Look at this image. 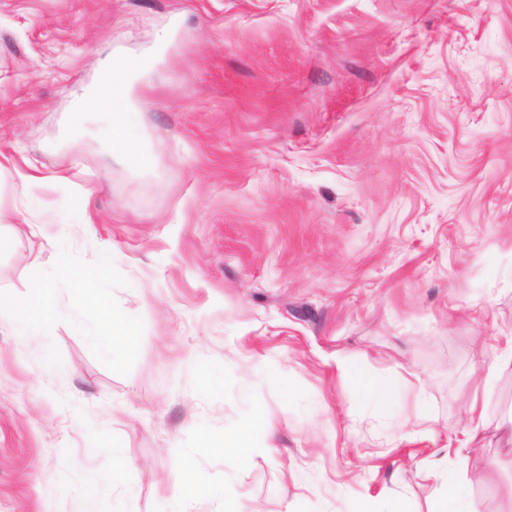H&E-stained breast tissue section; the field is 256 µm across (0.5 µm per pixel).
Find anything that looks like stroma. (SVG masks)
I'll return each instance as SVG.
<instances>
[{
  "label": "stroma",
  "instance_id": "obj_1",
  "mask_svg": "<svg viewBox=\"0 0 512 512\" xmlns=\"http://www.w3.org/2000/svg\"><path fill=\"white\" fill-rule=\"evenodd\" d=\"M104 51L149 167L75 109ZM63 260L81 314L0 321V512H437L482 391L507 512L512 0H0V293ZM131 330L121 320L112 316V323L95 326L88 334L89 339L97 344L106 354H113L118 348V338L130 336Z\"/></svg>",
  "mask_w": 512,
  "mask_h": 512
}]
</instances>
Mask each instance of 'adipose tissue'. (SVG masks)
I'll list each match as a JSON object with an SVG mask.
<instances>
[{
  "instance_id": "adipose-tissue-1",
  "label": "adipose tissue",
  "mask_w": 512,
  "mask_h": 512,
  "mask_svg": "<svg viewBox=\"0 0 512 512\" xmlns=\"http://www.w3.org/2000/svg\"><path fill=\"white\" fill-rule=\"evenodd\" d=\"M103 72L112 76V84L116 93L94 88L87 91L78 103V109L89 112L98 108H112L116 117V126L112 130V150L124 159L141 157L135 134L127 122V106L129 104L130 74L116 71L111 61H104ZM66 283L69 287V304L73 310L84 307L85 298L97 279L84 271L69 265H60L50 276L43 278L28 295L21 299H0V316L6 317L16 335L29 336L36 332L49 330L52 326V311L56 286Z\"/></svg>"
}]
</instances>
